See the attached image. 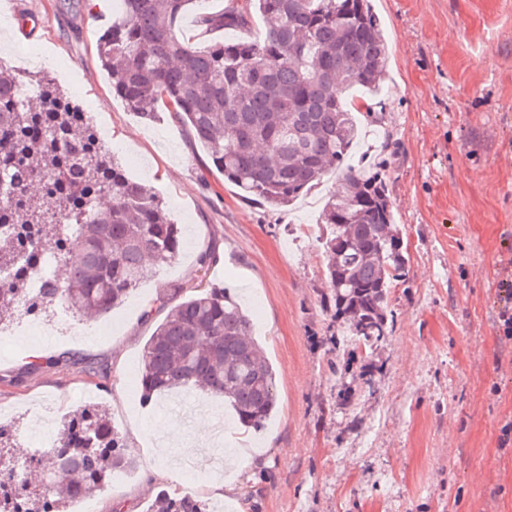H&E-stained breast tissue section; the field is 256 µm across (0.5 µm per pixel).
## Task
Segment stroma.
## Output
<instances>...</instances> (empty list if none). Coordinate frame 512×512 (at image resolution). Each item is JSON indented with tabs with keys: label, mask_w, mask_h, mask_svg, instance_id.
Wrapping results in <instances>:
<instances>
[{
	"label": "stroma",
	"mask_w": 512,
	"mask_h": 512,
	"mask_svg": "<svg viewBox=\"0 0 512 512\" xmlns=\"http://www.w3.org/2000/svg\"><path fill=\"white\" fill-rule=\"evenodd\" d=\"M373 4L393 49L363 147L387 176L409 262L388 298L389 335L352 362L336 351L322 251L295 231L317 223L338 176L287 208L242 198L171 112L145 121L113 94L97 40L118 0H0V65L26 78L50 71L182 229L177 258L108 315L50 307L47 343L30 340L26 314L0 325V422L16 434L1 459L32 454L30 411L53 405L61 424L94 403L138 460L89 496L94 512H147L166 490L224 512H512V442L502 441L512 343L497 323L501 262L512 257V0ZM223 286L252 313L277 371L278 408L256 434L218 396L140 399L143 347L165 315L159 297ZM364 371L370 384L344 401ZM196 407L223 419L224 455L242 460L220 491L214 474L199 471L193 485L183 475V457L209 456L195 445ZM161 421L176 440L162 452Z\"/></svg>",
	"instance_id": "35a3bbf8"
}]
</instances>
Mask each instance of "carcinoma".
Masks as SVG:
<instances>
[{
	"instance_id": "obj_1",
	"label": "carcinoma",
	"mask_w": 512,
	"mask_h": 512,
	"mask_svg": "<svg viewBox=\"0 0 512 512\" xmlns=\"http://www.w3.org/2000/svg\"><path fill=\"white\" fill-rule=\"evenodd\" d=\"M191 3L121 0L97 44L112 92L146 120L162 106L173 112L224 178L269 206H288L328 171H343L344 190L321 212L324 301L355 337L352 351L373 349L388 335L390 288L405 277L408 258L385 180L357 157L364 96H377L389 74V43L371 0H231L198 17L199 26L243 30L258 14L265 36L203 48L178 34ZM31 89L0 69V264L9 266L0 321L36 303L104 315L177 257L180 227L150 188L128 178L54 78ZM354 90L360 96H348ZM105 194L112 205L102 211ZM49 255L69 264L68 276L48 274L32 294L29 272ZM251 331L224 288L172 305L143 348L144 399L202 389L224 398L245 430L261 431L277 406L276 372ZM30 463L57 474L51 489H32L5 467L0 512H64L136 459L89 405ZM152 512L207 510L191 494L163 492Z\"/></svg>"
}]
</instances>
